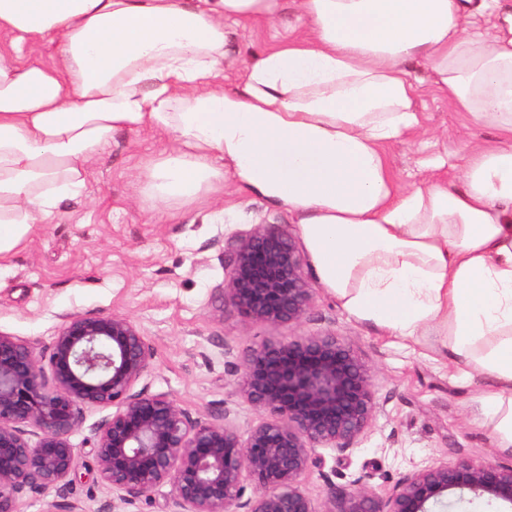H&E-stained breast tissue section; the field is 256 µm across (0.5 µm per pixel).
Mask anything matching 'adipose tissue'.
<instances>
[{
	"mask_svg": "<svg viewBox=\"0 0 512 512\" xmlns=\"http://www.w3.org/2000/svg\"><path fill=\"white\" fill-rule=\"evenodd\" d=\"M283 15L226 78L238 28ZM416 67L496 133L458 182L391 172L387 145L422 132ZM142 130L173 138L142 168L152 201L229 177L288 212L351 318L486 378L472 423L512 452V0H0V263Z\"/></svg>",
	"mask_w": 512,
	"mask_h": 512,
	"instance_id": "ef3b65f1",
	"label": "adipose tissue"
}]
</instances>
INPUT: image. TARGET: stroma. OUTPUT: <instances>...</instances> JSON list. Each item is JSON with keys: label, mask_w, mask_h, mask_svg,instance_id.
I'll return each mask as SVG.
<instances>
[{"label": "stroma", "mask_w": 512, "mask_h": 512, "mask_svg": "<svg viewBox=\"0 0 512 512\" xmlns=\"http://www.w3.org/2000/svg\"><path fill=\"white\" fill-rule=\"evenodd\" d=\"M427 131L388 147L400 183L428 177L424 160L438 153L456 159L462 139L491 138L488 129L465 128L446 98L430 93L420 107ZM166 137L144 130L119 132L92 163L81 197L65 201L52 223L36 225L27 242L0 264V332L34 344L48 358L67 317H130L151 353L137 384L165 394L192 417L224 421L247 435L264 417L238 386L243 357L272 339L330 330L373 372L379 408L361 442L346 455L317 449L322 460L300 481L317 512L330 495L361 482L383 495L409 473L444 459L499 464L488 430L472 425L473 399L485 384L462 385L432 360L434 337L406 347L395 338L353 320L335 296L315 287L313 304L300 324L247 321L221 291L227 269L223 249L257 225L288 228L287 214L265 201L234 193L223 199L157 207L139 182L142 165L169 148ZM112 414L85 410L72 436L81 467L77 478L49 494L22 495L24 512H43L48 498L78 504L81 512H163L171 488L124 503L100 480L93 454L96 428Z\"/></svg>", "instance_id": "obj_1"}]
</instances>
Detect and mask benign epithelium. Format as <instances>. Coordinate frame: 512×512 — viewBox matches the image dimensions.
I'll return each instance as SVG.
<instances>
[{"label":"benign epithelium","instance_id":"7a95c632","mask_svg":"<svg viewBox=\"0 0 512 512\" xmlns=\"http://www.w3.org/2000/svg\"><path fill=\"white\" fill-rule=\"evenodd\" d=\"M224 300L247 320L298 323L313 302L306 261L286 229L259 226L228 244ZM150 353L125 315L71 316L41 365L34 345L0 333V512H23L27 489L49 491L79 466L71 436L88 408L112 407L94 435L97 472L121 501L168 484L167 512H317L299 483L317 448L345 453L377 409L370 369L324 331L248 352L244 398L266 414L247 437L193 418L164 394L133 392ZM253 484L245 495V481ZM512 503V465L436 461L381 498L356 483L324 512H433L451 491Z\"/></svg>","mask_w":512,"mask_h":512}]
</instances>
